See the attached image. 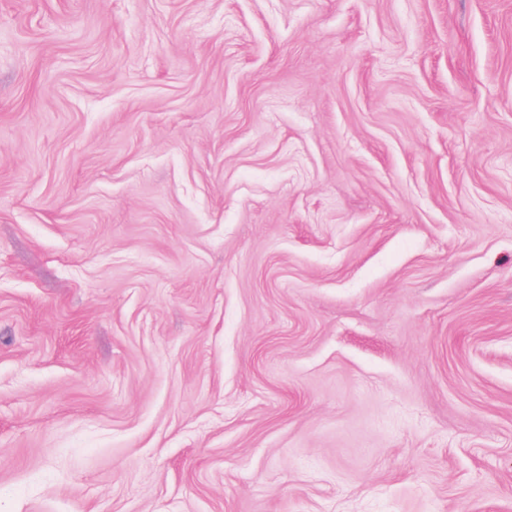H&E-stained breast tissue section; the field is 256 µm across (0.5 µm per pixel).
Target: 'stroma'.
I'll return each instance as SVG.
<instances>
[{
	"label": "stroma",
	"instance_id": "obj_1",
	"mask_svg": "<svg viewBox=\"0 0 512 512\" xmlns=\"http://www.w3.org/2000/svg\"><path fill=\"white\" fill-rule=\"evenodd\" d=\"M0 512H512V0H0Z\"/></svg>",
	"mask_w": 512,
	"mask_h": 512
}]
</instances>
